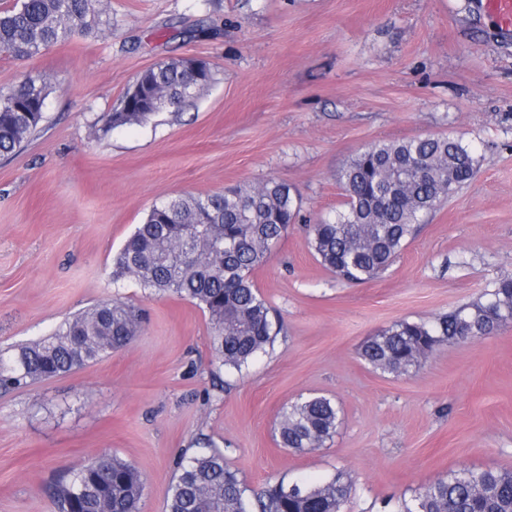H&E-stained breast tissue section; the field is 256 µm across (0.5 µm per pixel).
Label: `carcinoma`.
<instances>
[{
  "instance_id": "1",
  "label": "carcinoma",
  "mask_w": 512,
  "mask_h": 512,
  "mask_svg": "<svg viewBox=\"0 0 512 512\" xmlns=\"http://www.w3.org/2000/svg\"><path fill=\"white\" fill-rule=\"evenodd\" d=\"M93 0H14L0 9V51L30 57L89 33ZM214 80L210 67L169 59L143 72L137 93L107 115L104 129L144 124L167 107L181 110ZM46 83L26 79L0 92V155L13 153L44 119ZM479 165L475 152L446 135L374 142L338 173L341 210L309 225L311 247L336 277L363 283L389 268L421 224L467 185ZM290 187L270 178L205 196L153 206L115 258L112 278H133L156 293L175 295L208 313L211 346L230 373L273 345L279 333L252 273L300 217ZM512 319V278L494 282L477 300L429 321L401 320L368 339L360 356L402 375L436 346L495 333ZM142 314L118 299L99 302L40 339L0 352V393L69 374L129 344ZM340 410L324 395L280 412L283 448H320L333 437ZM144 477L131 463L102 452L63 472L49 486L54 512H140ZM352 494L344 475L329 480L267 484L248 490L219 448H198L177 463L166 512H340ZM398 512H512V472L463 468L437 478Z\"/></svg>"
}]
</instances>
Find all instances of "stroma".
<instances>
[{
    "mask_svg": "<svg viewBox=\"0 0 512 512\" xmlns=\"http://www.w3.org/2000/svg\"><path fill=\"white\" fill-rule=\"evenodd\" d=\"M94 9L90 34L33 57L0 51V91L27 77L49 86L37 131L0 158V349L112 297L146 321L123 349L0 394V512H53V480L103 450L142 472L140 512H165L175 461L200 437L251 490L343 473L341 512H383L462 468L512 469V323L440 344L403 376L359 356L392 323L512 277V35L477 0ZM170 58L207 62L213 83L181 112L105 129L137 77ZM438 134L476 150L474 178L381 276L336 279L305 224L341 209L339 171L370 143ZM269 178L301 201V223L253 275L281 331L231 377L200 308L113 281V260L155 203ZM314 393L337 403L335 434L315 450L279 447L280 409Z\"/></svg>",
    "mask_w": 512,
    "mask_h": 512,
    "instance_id": "35a3bbf8",
    "label": "stroma"
}]
</instances>
